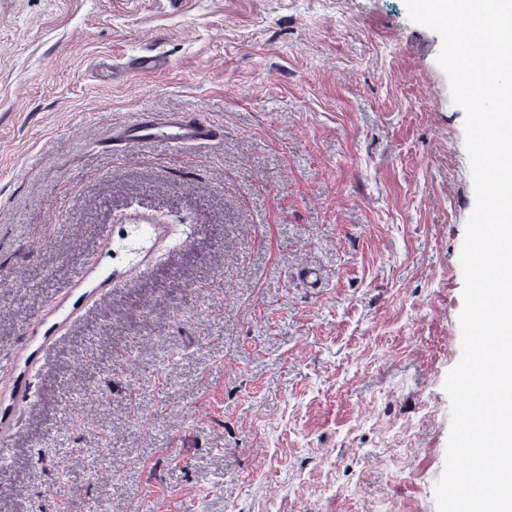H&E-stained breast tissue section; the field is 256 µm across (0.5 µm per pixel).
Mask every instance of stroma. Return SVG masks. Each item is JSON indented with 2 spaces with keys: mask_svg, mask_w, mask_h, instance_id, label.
I'll list each match as a JSON object with an SVG mask.
<instances>
[{
  "mask_svg": "<svg viewBox=\"0 0 512 512\" xmlns=\"http://www.w3.org/2000/svg\"><path fill=\"white\" fill-rule=\"evenodd\" d=\"M441 46L405 0H0V512H437L476 204ZM134 112L223 135L114 159Z\"/></svg>",
  "mask_w": 512,
  "mask_h": 512,
  "instance_id": "35a3bbf8",
  "label": "stroma"
}]
</instances>
